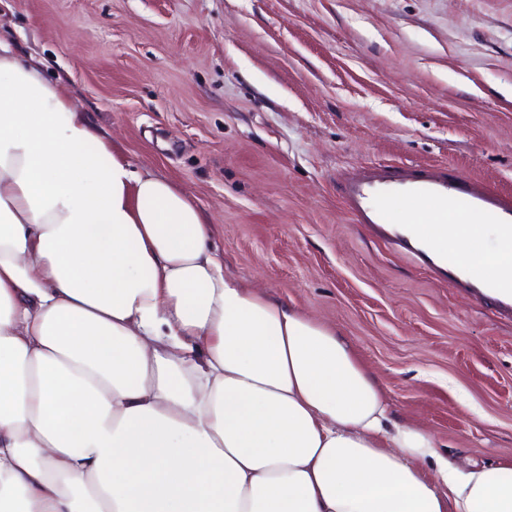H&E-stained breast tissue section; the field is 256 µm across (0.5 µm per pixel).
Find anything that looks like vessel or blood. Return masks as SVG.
<instances>
[{"label":"vessel or blood","instance_id":"vessel-or-blood-1","mask_svg":"<svg viewBox=\"0 0 512 512\" xmlns=\"http://www.w3.org/2000/svg\"><path fill=\"white\" fill-rule=\"evenodd\" d=\"M338 195L354 221L395 251L412 258L432 282L492 303L512 318V282L487 276L440 248L437 234L412 232L415 224H496L512 235V195L462 175L447 164L372 165L336 175Z\"/></svg>","mask_w":512,"mask_h":512}]
</instances>
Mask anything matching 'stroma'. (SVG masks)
I'll return each mask as SVG.
<instances>
[{
	"mask_svg": "<svg viewBox=\"0 0 512 512\" xmlns=\"http://www.w3.org/2000/svg\"><path fill=\"white\" fill-rule=\"evenodd\" d=\"M0 35L191 193L228 272L335 326L461 463L512 459V320L354 223L342 167L512 194V0H0Z\"/></svg>",
	"mask_w": 512,
	"mask_h": 512,
	"instance_id": "obj_1",
	"label": "stroma"
}]
</instances>
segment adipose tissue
Segmentation results:
<instances>
[{"label":"adipose tissue","mask_w":512,"mask_h":512,"mask_svg":"<svg viewBox=\"0 0 512 512\" xmlns=\"http://www.w3.org/2000/svg\"><path fill=\"white\" fill-rule=\"evenodd\" d=\"M212 236L0 41V512H512V460L442 454ZM449 243L512 279L496 226Z\"/></svg>","instance_id":"1"}]
</instances>
